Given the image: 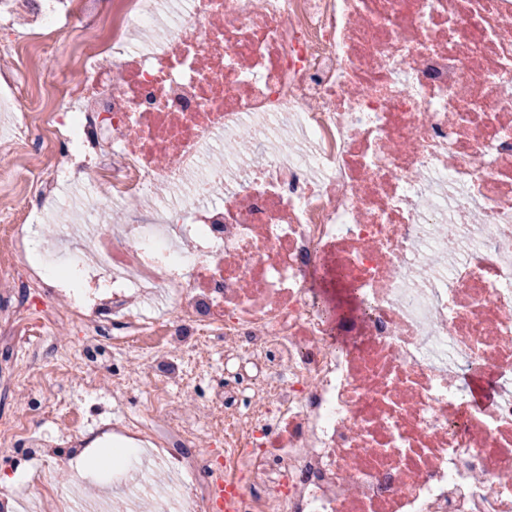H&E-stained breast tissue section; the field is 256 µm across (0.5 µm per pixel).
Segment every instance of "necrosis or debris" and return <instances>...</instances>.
Here are the masks:
<instances>
[{
	"label": "necrosis or debris",
	"instance_id": "1",
	"mask_svg": "<svg viewBox=\"0 0 512 512\" xmlns=\"http://www.w3.org/2000/svg\"><path fill=\"white\" fill-rule=\"evenodd\" d=\"M98 4L0 0L1 57L87 42L52 111L0 71L38 202H0V335L75 326L88 394L111 349L137 446L90 512H141L160 469L159 512H512V0ZM132 198L147 213L113 223ZM44 400L65 428L13 416L1 452L86 444Z\"/></svg>",
	"mask_w": 512,
	"mask_h": 512
}]
</instances>
